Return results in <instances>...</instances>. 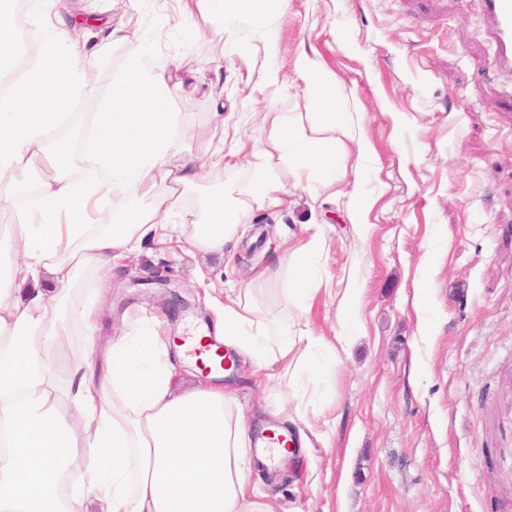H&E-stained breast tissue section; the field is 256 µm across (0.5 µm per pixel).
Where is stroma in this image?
Wrapping results in <instances>:
<instances>
[{"mask_svg":"<svg viewBox=\"0 0 512 512\" xmlns=\"http://www.w3.org/2000/svg\"><path fill=\"white\" fill-rule=\"evenodd\" d=\"M44 7L143 35L156 57L191 72L168 108L195 130L194 150L240 149L225 156L215 184L244 186L252 146L274 151L260 118L266 107L311 129L298 54L335 73L353 115L335 188L298 182L275 163L286 202L254 205L272 221L242 225L231 262L146 240L117 271L91 277L106 298L104 335L156 316L171 336L189 316L213 325L214 298L249 282L258 303L280 309L295 244L319 234L308 327L329 337L348 319L357 324L349 355L318 384L336 428L328 443L312 441L277 469L252 462L251 484L278 512H512V69L499 66L477 0H283L273 31L237 18L221 39L201 36L211 18L184 0ZM102 54V85L78 94L93 113L131 48L112 44ZM273 67L274 87L265 79ZM360 138L368 153H358ZM359 171L371 199L360 214L349 205ZM160 275L170 292L152 286ZM350 288L361 292L352 313ZM421 288L428 337L413 305ZM174 292L189 309L171 304ZM222 382L255 427L277 424L266 405L296 397L287 380L256 374L243 357Z\"/></svg>","mask_w":512,"mask_h":512,"instance_id":"35a3bbf8","label":"stroma"}]
</instances>
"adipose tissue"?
I'll return each instance as SVG.
<instances>
[{
	"mask_svg": "<svg viewBox=\"0 0 512 512\" xmlns=\"http://www.w3.org/2000/svg\"><path fill=\"white\" fill-rule=\"evenodd\" d=\"M224 35V20L242 15L270 28L276 0H196ZM30 25L45 36L0 106V204H13L20 174L52 157L57 171L41 178L34 210L0 226V259L21 257V268L0 267V512H275L251 487L247 421L231 393L200 385L180 393L173 355L199 343L191 336L169 345L151 321L98 346L100 293L71 300L67 290L83 273L117 263L144 239L182 234L193 248L224 255L253 204L277 190L271 156L251 152L250 179L237 190L216 189L198 207L184 208L185 191L206 186L224 165L223 147L205 155L191 147L193 131L169 112L184 80L156 60L141 37L121 28L92 30L69 17L45 23L40 4ZM133 45L129 63L90 128L91 142L71 174L67 140H53L67 112L73 82L95 69L102 47ZM295 70L315 107L326 138L308 137L283 116L272 120L280 158L299 178L332 184L342 162L351 115L336 98V76L298 55ZM146 203L109 224L88 223V213L129 189ZM323 245L312 235L296 250L299 270L283 291L287 305L306 317L317 293L311 270ZM62 293L46 297L38 271ZM217 340L250 358L256 371L281 369L292 379L319 373V352L348 353L350 339L313 335L266 314L250 288H232L217 302ZM82 327L95 359H72L60 337L67 325ZM80 470L88 482L69 494L63 476Z\"/></svg>",
	"mask_w": 512,
	"mask_h": 512,
	"instance_id": "adipose-tissue-1",
	"label": "adipose tissue"
}]
</instances>
